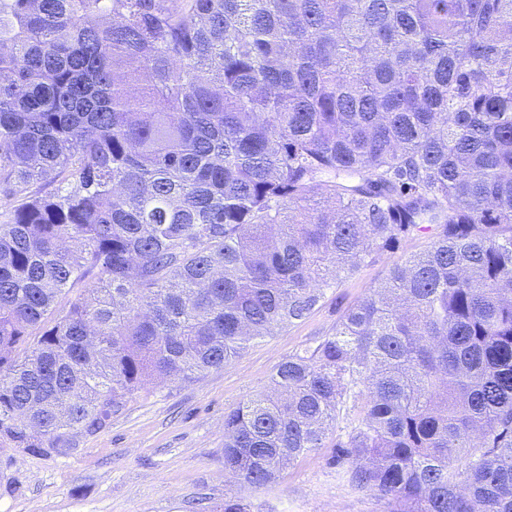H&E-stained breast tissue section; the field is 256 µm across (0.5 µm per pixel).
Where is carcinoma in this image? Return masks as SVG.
Returning a JSON list of instances; mask_svg holds the SVG:
<instances>
[{"instance_id":"carcinoma-1","label":"carcinoma","mask_w":512,"mask_h":512,"mask_svg":"<svg viewBox=\"0 0 512 512\" xmlns=\"http://www.w3.org/2000/svg\"><path fill=\"white\" fill-rule=\"evenodd\" d=\"M0 191L1 448L69 454L425 234L224 471L333 436L388 512H512V0H0Z\"/></svg>"}]
</instances>
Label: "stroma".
<instances>
[{
    "mask_svg": "<svg viewBox=\"0 0 512 512\" xmlns=\"http://www.w3.org/2000/svg\"><path fill=\"white\" fill-rule=\"evenodd\" d=\"M426 244L416 237L362 265L304 321L256 341L224 369L147 386L105 429L76 435L71 454L0 448V512H194L198 501L222 512L230 497L249 512H387L386 500L349 482L347 463L334 462L328 446L301 456L265 487L234 482L224 472V417L267 390L278 364L328 334L349 303Z\"/></svg>",
    "mask_w": 512,
    "mask_h": 512,
    "instance_id": "35a3bbf8",
    "label": "stroma"
}]
</instances>
